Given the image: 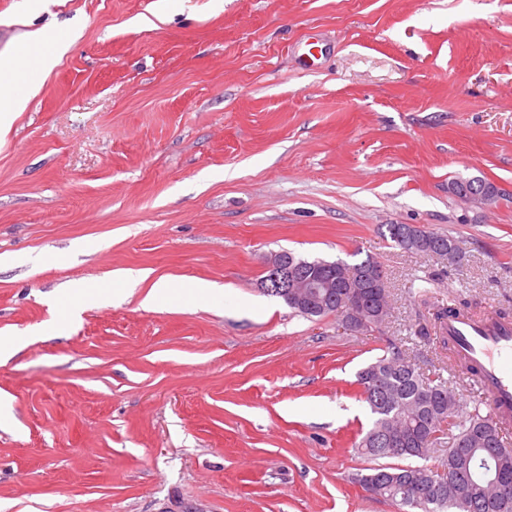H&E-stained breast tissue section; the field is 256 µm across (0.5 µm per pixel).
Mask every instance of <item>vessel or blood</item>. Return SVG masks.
<instances>
[{
    "mask_svg": "<svg viewBox=\"0 0 512 512\" xmlns=\"http://www.w3.org/2000/svg\"><path fill=\"white\" fill-rule=\"evenodd\" d=\"M448 357L484 398L502 428H512V318L490 309L480 315L449 312L440 327Z\"/></svg>",
    "mask_w": 512,
    "mask_h": 512,
    "instance_id": "b4317fda",
    "label": "vessel or blood"
}]
</instances>
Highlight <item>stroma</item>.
Returning <instances> with one entry per match:
<instances>
[{
	"label": "stroma",
	"mask_w": 512,
	"mask_h": 512,
	"mask_svg": "<svg viewBox=\"0 0 512 512\" xmlns=\"http://www.w3.org/2000/svg\"><path fill=\"white\" fill-rule=\"evenodd\" d=\"M73 26L49 73L19 59ZM1 57L28 103L0 128V512H399L354 481L356 374L394 341L479 405L414 330L512 315V0H0ZM283 250L377 258L382 330L264 294ZM383 227L385 231L382 230V233L390 239L392 245L415 254L448 260V247L456 244L447 235L432 232L414 224H385ZM411 241L414 244L409 247Z\"/></svg>",
	"instance_id": "obj_1"
}]
</instances>
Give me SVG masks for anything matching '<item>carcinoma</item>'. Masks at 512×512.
<instances>
[{
	"instance_id": "1",
	"label": "carcinoma",
	"mask_w": 512,
	"mask_h": 512,
	"mask_svg": "<svg viewBox=\"0 0 512 512\" xmlns=\"http://www.w3.org/2000/svg\"><path fill=\"white\" fill-rule=\"evenodd\" d=\"M384 236L405 251L448 259L454 240L444 234L414 224H387ZM281 257L300 266L307 276L324 278L328 287L320 289L321 299L312 308L294 309L306 317L340 315L352 295L360 296L366 330H379L389 314V296L380 297L369 288V275L380 262L368 256L349 264L334 261L336 269L323 272L321 261L308 260L283 251ZM357 384L373 415L369 430L361 439L360 454L372 461L355 482L365 491L419 512H512L492 502L495 493L485 485L467 483L465 461L475 443L479 450L498 451V467L512 475V443L490 417L476 411L455 422L459 403L448 380L440 375L425 376L415 360L395 343L387 352L357 373ZM448 434L443 441L442 434ZM437 457L434 466L378 464V459L427 460ZM443 472L447 482L429 499L423 498L417 481Z\"/></svg>"
}]
</instances>
